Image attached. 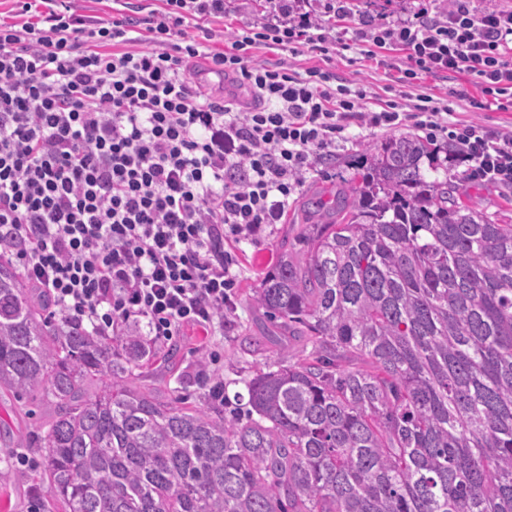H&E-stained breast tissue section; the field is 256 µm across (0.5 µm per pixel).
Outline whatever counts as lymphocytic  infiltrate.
<instances>
[{"instance_id": "lymphocytic-infiltrate-1", "label": "lymphocytic infiltrate", "mask_w": 512, "mask_h": 512, "mask_svg": "<svg viewBox=\"0 0 512 512\" xmlns=\"http://www.w3.org/2000/svg\"><path fill=\"white\" fill-rule=\"evenodd\" d=\"M12 2L0 20V259L99 336L132 319L158 339L222 329L236 307L225 239L281 223L347 122H401L364 112L329 73L253 61L260 45L335 46L298 0H267L266 21L222 51L202 39L224 0H162L144 19L87 15L76 0ZM363 35L404 52L405 78L472 72L486 94L512 95L511 8L453 0ZM209 75L235 77L252 103L233 111ZM456 139L466 180L512 187L511 134L467 126Z\"/></svg>"}]
</instances>
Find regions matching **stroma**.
Masks as SVG:
<instances>
[{"label":"stroma","mask_w":512,"mask_h":512,"mask_svg":"<svg viewBox=\"0 0 512 512\" xmlns=\"http://www.w3.org/2000/svg\"><path fill=\"white\" fill-rule=\"evenodd\" d=\"M422 3L435 11L446 6L445 0H351L350 6L354 14L368 19L376 21L384 16L393 21L412 16ZM263 20L257 0H224V21L214 25L209 45L214 49L228 48L233 31ZM336 30L342 33L345 46L330 58L306 47L295 54L259 48L254 50L253 56L255 61L279 64L293 72L312 66L329 70L335 74L337 82L359 92L362 106L369 110L395 100L409 112L419 98L427 97L434 105L447 108L449 123L512 131V108H500L492 97L486 96L477 75L422 74L406 84L399 80L402 69L409 66L402 52L370 50L349 23L337 22ZM413 131L410 125L390 131L354 124L338 136L331 156L306 173L302 186L290 198L284 223L265 225L259 235L242 243H226L225 248L236 263L233 292L237 310L225 317L223 332L208 336L200 330H189L185 335L161 341V348L174 349L175 356L171 363L159 361L142 369L141 382L166 395L174 392L187 397L203 408L208 404V381H223L227 395L232 396L244 392V379L262 368L267 357L280 345H287L289 361L307 355L310 344L302 339L282 342L280 337L274 336L269 318L254 304L252 297L259 285V276L276 263L284 238L296 237L300 225L317 221L316 212L306 207L314 193L354 185L353 162L370 145L393 134L408 135ZM464 169L461 163L448 169L449 176L457 180V193L467 197L488 219L512 224V188L461 182ZM201 360L207 363V374L203 377L196 368ZM49 414L46 408L32 410L12 397L0 398V512H28L30 484L40 470L42 454L36 448H15L14 443L35 431Z\"/></svg>","instance_id":"stroma-1"}]
</instances>
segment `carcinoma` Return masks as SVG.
Here are the masks:
<instances>
[{"instance_id": "carcinoma-1", "label": "carcinoma", "mask_w": 512, "mask_h": 512, "mask_svg": "<svg viewBox=\"0 0 512 512\" xmlns=\"http://www.w3.org/2000/svg\"><path fill=\"white\" fill-rule=\"evenodd\" d=\"M441 149L390 137L253 301L312 350L246 407L140 385L156 348L52 321L0 262V389L52 414L19 448L68 512H512V224L454 195Z\"/></svg>"}]
</instances>
